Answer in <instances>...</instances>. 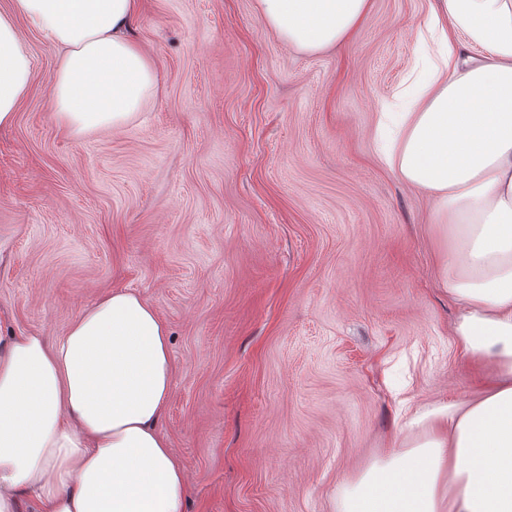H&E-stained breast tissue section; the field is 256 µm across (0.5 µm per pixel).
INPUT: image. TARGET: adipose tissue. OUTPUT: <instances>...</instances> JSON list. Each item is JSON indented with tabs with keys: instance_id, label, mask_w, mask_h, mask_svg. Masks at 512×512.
Wrapping results in <instances>:
<instances>
[{
	"instance_id": "obj_1",
	"label": "adipose tissue",
	"mask_w": 512,
	"mask_h": 512,
	"mask_svg": "<svg viewBox=\"0 0 512 512\" xmlns=\"http://www.w3.org/2000/svg\"><path fill=\"white\" fill-rule=\"evenodd\" d=\"M371 0H252L289 48L354 36ZM139 0H10L0 10V128L30 90L27 24L65 54L52 76L73 137L132 123L155 96V64L124 28ZM443 53L374 139L401 183L429 197L443 231L440 285L462 312L464 355L492 383L400 455L345 481L338 512H512V0H431ZM484 48L468 54V43ZM175 374L168 329L129 291L86 308L64 336L0 344V512H184L186 475L159 433Z\"/></svg>"
}]
</instances>
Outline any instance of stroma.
I'll return each mask as SVG.
<instances>
[{
	"label": "stroma",
	"mask_w": 512,
	"mask_h": 512,
	"mask_svg": "<svg viewBox=\"0 0 512 512\" xmlns=\"http://www.w3.org/2000/svg\"><path fill=\"white\" fill-rule=\"evenodd\" d=\"M158 92L134 124L59 129L61 51L22 27L32 87L0 130V335L52 340L128 290L177 370L160 431L184 512H336L343 479L491 380L453 335L433 204L373 129L437 51L430 0H372L360 35L286 47L252 0H141Z\"/></svg>",
	"instance_id": "35a3bbf8"
}]
</instances>
